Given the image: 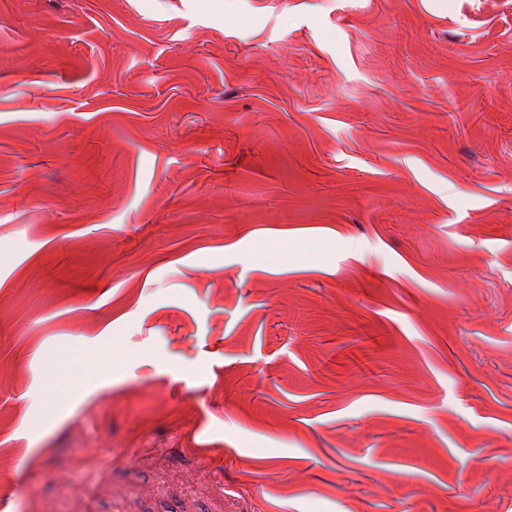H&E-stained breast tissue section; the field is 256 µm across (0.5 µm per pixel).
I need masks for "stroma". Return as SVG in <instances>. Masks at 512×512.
Segmentation results:
<instances>
[{
	"instance_id": "obj_1",
	"label": "stroma",
	"mask_w": 512,
	"mask_h": 512,
	"mask_svg": "<svg viewBox=\"0 0 512 512\" xmlns=\"http://www.w3.org/2000/svg\"><path fill=\"white\" fill-rule=\"evenodd\" d=\"M0 461L4 512H512V0H0Z\"/></svg>"
}]
</instances>
